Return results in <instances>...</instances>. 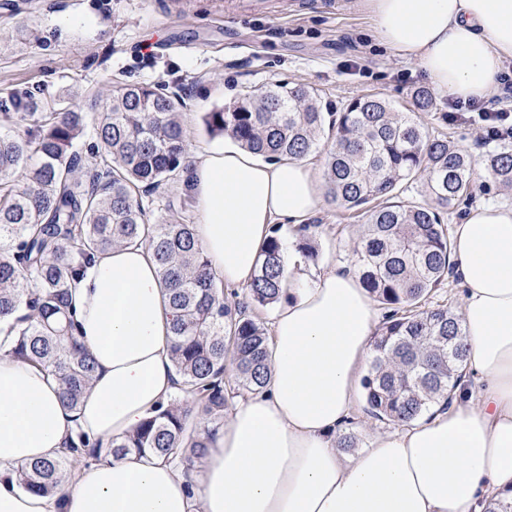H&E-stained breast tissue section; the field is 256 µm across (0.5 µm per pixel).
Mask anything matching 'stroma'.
Returning a JSON list of instances; mask_svg holds the SVG:
<instances>
[{
    "label": "stroma",
    "mask_w": 512,
    "mask_h": 512,
    "mask_svg": "<svg viewBox=\"0 0 512 512\" xmlns=\"http://www.w3.org/2000/svg\"><path fill=\"white\" fill-rule=\"evenodd\" d=\"M225 0H0V94H34L42 102L104 111L112 93L141 84L186 103L190 151L231 146L210 136L204 113L248 89L274 84L314 90L343 105L376 94L412 113L430 131L447 133L475 157L497 149L476 125L449 122L448 95L421 66L377 39L360 0H300L293 12L271 14L261 0L233 11ZM435 104L421 111L417 90ZM472 197L442 208L445 224L463 223L484 205L512 207V189L476 166ZM150 223H194L192 199L176 182L144 197ZM317 264L350 266L364 217L324 199L313 218Z\"/></svg>",
    "instance_id": "stroma-1"
}]
</instances>
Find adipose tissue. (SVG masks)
<instances>
[{
	"label": "adipose tissue",
	"instance_id": "adipose-tissue-1",
	"mask_svg": "<svg viewBox=\"0 0 512 512\" xmlns=\"http://www.w3.org/2000/svg\"><path fill=\"white\" fill-rule=\"evenodd\" d=\"M364 6L384 45L461 100L487 97L512 58V0ZM184 187L195 239L232 289L252 281L274 222L296 230L322 205L307 160L261 163L234 147L196 152ZM452 255L466 374L431 421L377 434L356 456L340 448L373 303L354 273L292 256L267 382L235 401L192 471L129 453L79 467L55 494L25 491L8 478L16 465L56 459L80 433L129 435L177 390L174 313L152 255L136 243L94 255L71 288L95 363L75 410L0 334V512H486L512 501V208L473 210L454 227Z\"/></svg>",
	"mask_w": 512,
	"mask_h": 512
}]
</instances>
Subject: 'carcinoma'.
Wrapping results in <instances>:
<instances>
[{"label": "carcinoma", "instance_id": "carcinoma-1", "mask_svg": "<svg viewBox=\"0 0 512 512\" xmlns=\"http://www.w3.org/2000/svg\"><path fill=\"white\" fill-rule=\"evenodd\" d=\"M8 103L12 111L0 113V124L27 122L21 134L0 129V332L12 337L10 355L49 371L61 404L77 408L95 366L76 336L71 284L91 256L139 242L151 251L176 313L169 344L183 393L133 434L105 445L81 436L53 462L18 467L12 481L50 494L81 462L131 451L167 462L201 457L235 400L260 392L267 379L270 345L259 312L288 298L282 225H273L244 296L229 298L192 225L151 224L141 202V193L179 180L188 167L180 96L127 85L113 93L107 111L91 116L30 94H10ZM203 122L208 134L227 136L268 162L324 148L329 197L366 217L351 267L389 308L372 336L363 413L409 426L436 405L448 408L464 376L465 336L452 310L428 305L453 273L448 225L436 206L472 196L479 162L494 182L512 187V147L479 160L379 97L338 108L285 85L249 92L205 113ZM89 126L98 141L90 147L93 164L79 148ZM418 177L430 201H389L400 182ZM311 228L297 231L296 249L307 260L316 257Z\"/></svg>", "mask_w": 512, "mask_h": 512}]
</instances>
